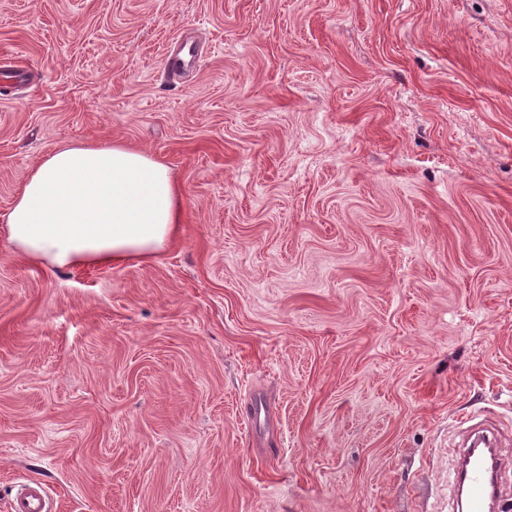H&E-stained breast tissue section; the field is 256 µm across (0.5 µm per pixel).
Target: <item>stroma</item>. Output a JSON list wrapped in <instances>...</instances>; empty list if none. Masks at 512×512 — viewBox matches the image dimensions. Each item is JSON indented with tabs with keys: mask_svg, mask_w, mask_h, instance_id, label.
Returning <instances> with one entry per match:
<instances>
[{
	"mask_svg": "<svg viewBox=\"0 0 512 512\" xmlns=\"http://www.w3.org/2000/svg\"><path fill=\"white\" fill-rule=\"evenodd\" d=\"M109 141L175 244L19 256L27 174ZM485 419L512 512V0H0V512H457ZM25 484L16 494L11 505L12 512H54V502L47 491L33 482Z\"/></svg>",
	"mask_w": 512,
	"mask_h": 512,
	"instance_id": "stroma-1",
	"label": "stroma"
}]
</instances>
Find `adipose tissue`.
Here are the masks:
<instances>
[{"label": "adipose tissue", "mask_w": 512, "mask_h": 512, "mask_svg": "<svg viewBox=\"0 0 512 512\" xmlns=\"http://www.w3.org/2000/svg\"><path fill=\"white\" fill-rule=\"evenodd\" d=\"M181 223L169 168L119 141L58 145L29 173L5 217L14 250L51 270L151 261Z\"/></svg>", "instance_id": "obj_1"}]
</instances>
